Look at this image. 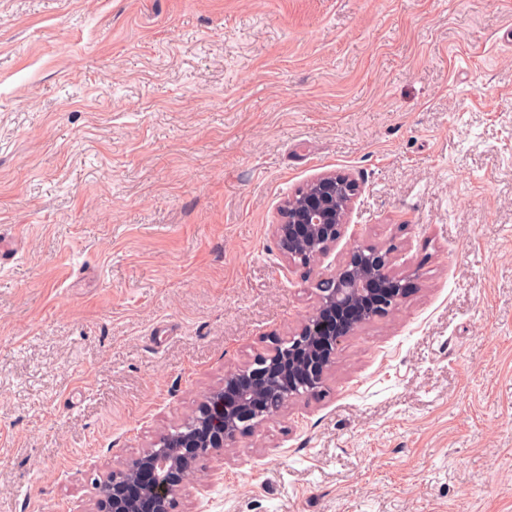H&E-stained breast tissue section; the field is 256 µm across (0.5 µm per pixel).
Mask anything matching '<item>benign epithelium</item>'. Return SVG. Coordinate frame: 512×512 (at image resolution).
<instances>
[{
    "label": "benign epithelium",
    "mask_w": 512,
    "mask_h": 512,
    "mask_svg": "<svg viewBox=\"0 0 512 512\" xmlns=\"http://www.w3.org/2000/svg\"><path fill=\"white\" fill-rule=\"evenodd\" d=\"M359 183L345 172L315 176L277 207L270 233L288 265L310 274L345 236ZM392 247L360 244L344 263L319 278L316 304L285 338L225 371L185 419V430L157 437L130 464L96 484L95 512H172L201 461L226 459L238 437L275 420L288 404L323 391L341 342L388 314L409 292L416 273L393 268Z\"/></svg>",
    "instance_id": "benign-epithelium-1"
}]
</instances>
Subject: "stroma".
<instances>
[{"label": "stroma", "instance_id": "stroma-1", "mask_svg": "<svg viewBox=\"0 0 512 512\" xmlns=\"http://www.w3.org/2000/svg\"><path fill=\"white\" fill-rule=\"evenodd\" d=\"M414 289L174 512H512V0H0V512L95 483L313 310L269 226ZM359 187L348 173L327 172L280 202L270 233L288 266L313 272L345 236Z\"/></svg>", "mask_w": 512, "mask_h": 512}]
</instances>
